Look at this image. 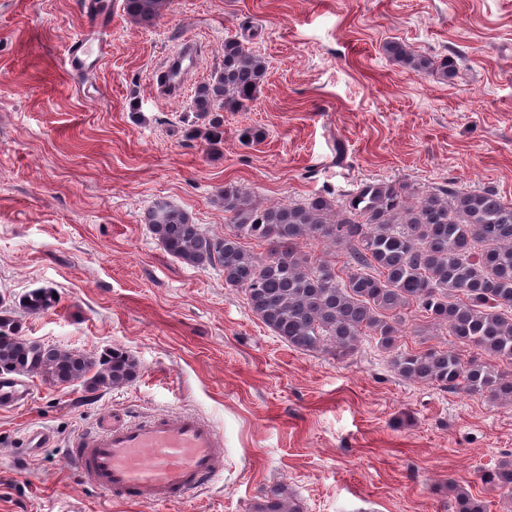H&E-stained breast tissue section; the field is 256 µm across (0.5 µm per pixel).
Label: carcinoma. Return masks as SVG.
Returning a JSON list of instances; mask_svg holds the SVG:
<instances>
[{"instance_id": "1", "label": "carcinoma", "mask_w": 512, "mask_h": 512, "mask_svg": "<svg viewBox=\"0 0 512 512\" xmlns=\"http://www.w3.org/2000/svg\"><path fill=\"white\" fill-rule=\"evenodd\" d=\"M171 0H123L133 22L154 24ZM389 57L418 71L453 73L454 62L419 56L389 41ZM268 67L265 59L234 37L224 39L223 60L210 81L199 85L193 111L203 118L188 139H204L214 150L224 142V113L239 112L257 97ZM229 224L211 237L189 214L163 199L145 217L165 250L196 267L218 264L224 284L244 291L253 313L288 346L302 352L354 354L372 336L391 352L402 379L441 388L463 385L492 402L512 403V371L489 366L484 358L512 365V203L494 190L464 191L454 184L421 194L377 181L361 185L334 209L323 195L302 202L261 208L240 187L222 195ZM268 243L261 258L242 239ZM330 242L344 251L342 266L312 262L301 251L307 242ZM56 303L53 289L37 288L19 300L30 315ZM416 307L434 325L448 330L472 351L463 362L451 350H395L403 311ZM11 301L0 298V369L17 376L38 375L52 384L80 382L89 392L123 385L136 374V361L120 348L98 355L64 350L20 335ZM481 480L512 500V459ZM254 512H300L279 485L261 490ZM448 512H483L464 491Z\"/></svg>"}]
</instances>
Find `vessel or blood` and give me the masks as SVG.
<instances>
[{"label": "vessel or blood", "mask_w": 512, "mask_h": 512, "mask_svg": "<svg viewBox=\"0 0 512 512\" xmlns=\"http://www.w3.org/2000/svg\"><path fill=\"white\" fill-rule=\"evenodd\" d=\"M96 27L97 34L84 35L68 50L69 68L85 77L91 75L97 59L108 48L105 18H98ZM196 61L195 44L182 43L155 71L153 84L166 93L180 92L184 75ZM28 396L23 381L0 380V405L14 406ZM52 441L49 430L31 426L22 436V447L34 454ZM65 458L88 483L113 500L162 504L180 500L221 479L224 438L191 413L137 420L112 417L72 439Z\"/></svg>", "instance_id": "vessel-or-blood-1"}]
</instances>
